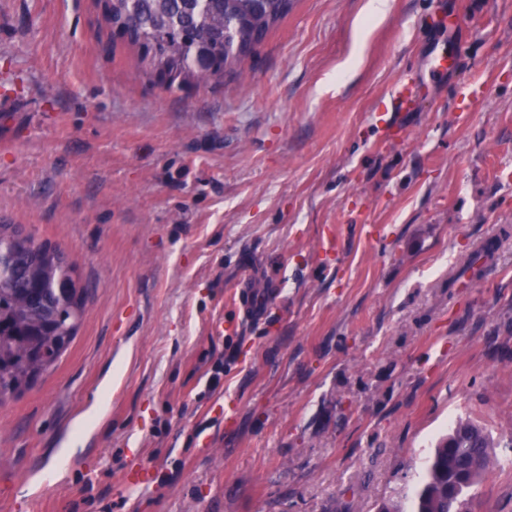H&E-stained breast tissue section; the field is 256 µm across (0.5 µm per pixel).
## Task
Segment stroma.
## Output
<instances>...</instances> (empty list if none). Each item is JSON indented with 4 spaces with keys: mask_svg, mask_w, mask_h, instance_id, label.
<instances>
[{
    "mask_svg": "<svg viewBox=\"0 0 512 512\" xmlns=\"http://www.w3.org/2000/svg\"><path fill=\"white\" fill-rule=\"evenodd\" d=\"M367 2L295 0L243 77L169 90L95 0H0V221L88 290L57 366L0 402V512H378L457 419L502 438L512 0H389L360 43ZM406 75L425 96L377 123ZM496 454L470 512H512Z\"/></svg>",
    "mask_w": 512,
    "mask_h": 512,
    "instance_id": "stroma-1",
    "label": "stroma"
}]
</instances>
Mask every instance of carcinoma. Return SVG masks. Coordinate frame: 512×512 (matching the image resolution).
<instances>
[{
	"instance_id": "cac0c4a2",
	"label": "carcinoma",
	"mask_w": 512,
	"mask_h": 512,
	"mask_svg": "<svg viewBox=\"0 0 512 512\" xmlns=\"http://www.w3.org/2000/svg\"><path fill=\"white\" fill-rule=\"evenodd\" d=\"M112 35L138 51L151 80L206 85L234 71L292 8V0H98ZM212 64L200 69L197 47ZM12 263L0 275V402L17 397L56 364L83 320L85 289L63 251L0 224ZM494 438L471 420L442 437L411 512H468L470 489L496 464Z\"/></svg>"
}]
</instances>
